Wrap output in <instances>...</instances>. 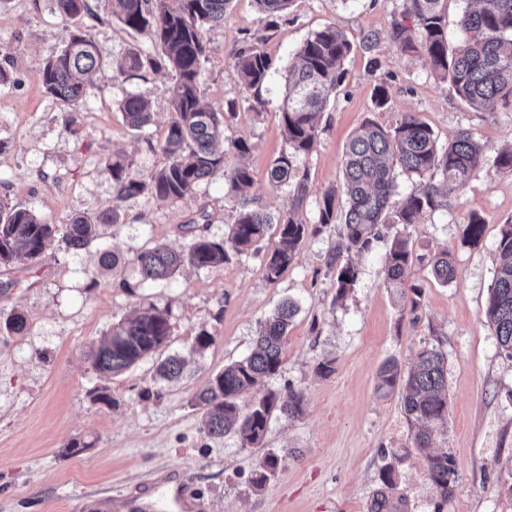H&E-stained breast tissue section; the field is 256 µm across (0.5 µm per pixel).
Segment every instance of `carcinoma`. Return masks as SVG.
<instances>
[{"mask_svg":"<svg viewBox=\"0 0 512 512\" xmlns=\"http://www.w3.org/2000/svg\"><path fill=\"white\" fill-rule=\"evenodd\" d=\"M57 11L70 18L89 9L88 0H54ZM231 0H112V14L127 28L144 35L158 52L131 49L112 63V79L139 78L149 70H168L171 111L166 134L159 144L167 163L151 174L134 168L133 159L115 153L107 160L112 173L117 204L93 216L79 215L65 225L66 247L78 250L101 237L102 228L119 222L118 202L140 196L176 203L190 195L206 178L222 172L230 190L240 195L227 237L193 235L185 248L175 251L155 245L142 251L138 266L142 281L174 276L188 265L207 269L229 260L230 253L248 254L260 249L271 225L277 226L278 245L263 261L265 278L274 283L297 258L310 225L298 218L311 195L308 171L298 160L315 147L319 118L330 96L345 80L344 63L351 43L333 28L315 32L299 47L288 66L285 79L281 127L285 149L267 170L275 187H288L291 208L276 216L254 206L246 197L253 178L248 167L233 162L224 151V124L236 113V103L218 114L201 105L199 74L207 61L208 28L224 23ZM292 0H256L259 11L273 17L288 9ZM477 8L462 10L458 26L462 41L448 51L443 19L447 0H404L401 19L394 21L392 40L405 53L425 59L433 73L449 83L455 95L483 112L512 111V0H476ZM104 56L87 29L66 32L62 49L40 68L45 92L69 107L64 128L76 133L80 109L88 90L89 75L102 70ZM272 61L254 43H246L234 54L233 76L244 88L259 96L267 82ZM119 108L135 129L152 123L148 102L137 93L127 94ZM483 153V145L472 133L462 131L446 145L439 144L432 128L418 117L406 114L392 126L373 121L347 142L342 159V182L328 187L317 197L315 230L328 224L344 227L346 251L364 255L380 238L378 226L417 224L427 211L448 207V185L460 189L467 184ZM405 173L428 178L417 192L390 203L397 175ZM485 224L476 216L467 218L464 239L482 240ZM56 228L46 224L25 207L0 202V265L33 261L55 241ZM498 266L485 317L492 325L499 347L512 358V222L501 225L497 243ZM411 253L407 241L395 239L385 254L386 280L402 295L410 296L411 310L418 307L421 289L406 284ZM337 297H344L356 282V267L338 250ZM436 280L446 284L455 275L451 254L441 251L431 260ZM296 313L288 301L264 321L250 354L224 367L196 397L203 411V430L209 436L235 434L243 445H257L267 432L271 413L279 409L294 417L302 410L303 395L288 393V399L268 391L245 407L238 397L259 381L275 375L282 362L288 327ZM168 318L154 308L112 327L93 350L95 368L118 375L156 352L168 339ZM185 358L169 357L157 373L163 380L178 378ZM379 388L398 392L403 411L415 429L416 448L426 461L429 480L444 499L453 493L456 464L447 453H432V431L448 415V379L443 355L434 348L417 353L416 366L406 375L393 362L384 364ZM277 458L265 456L258 463L256 484L261 486L277 467ZM382 488L371 503V512H401L402 501L393 499L394 467L380 470Z\"/></svg>","mask_w":512,"mask_h":512,"instance_id":"1","label":"carcinoma"}]
</instances>
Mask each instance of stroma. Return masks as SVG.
Segmentation results:
<instances>
[{
	"mask_svg": "<svg viewBox=\"0 0 512 512\" xmlns=\"http://www.w3.org/2000/svg\"><path fill=\"white\" fill-rule=\"evenodd\" d=\"M88 3L91 11L81 22L105 60L150 49L144 35L113 17L109 0ZM403 10V0H293L270 22L255 0H232L223 24L206 33L202 101L218 113L236 101L237 116L224 138L250 145L251 196L266 212L291 204L287 188L271 187L267 178L284 147L280 106L288 65L306 38L327 26L345 35L352 52L315 148L301 162L315 194L340 184L345 145L368 121L390 126L411 113L440 143L467 129L483 144L474 175L464 188L449 191L447 207L424 213L417 224L382 227L372 251L353 257L357 279L340 300L330 265L342 241L338 224L308 235L274 283L266 280L262 262L278 240L273 230L260 253L143 281L137 263L143 249L158 243L181 248L182 224L202 210L209 221L199 225V234L226 236L237 198L218 173L176 203L144 196L116 201L106 164L113 152H127L146 174L166 163L158 142L169 119L170 73L150 71L126 82L113 81L108 68L97 73L79 133H67V107L44 92L40 67L60 51L72 19L53 0H0V65L11 74L0 86V201L59 228L78 215L112 207L120 213L119 223L86 248H66L58 238L34 261L0 266V512H129L134 496L150 512H163L156 496L142 492L162 473L197 488L202 512H370L383 457L392 453L393 493L405 512H512V359L485 318L499 229L512 221V171L494 165L497 153L512 147V112L471 109L424 61L404 55L389 37ZM370 32L377 41L367 49L363 38ZM255 38L273 61L257 95L232 76L235 51ZM380 85L389 90L381 109L373 96ZM130 93L150 103L154 122L145 131L132 129L119 109ZM473 213L486 225L476 246L462 236ZM397 236L411 250L406 279L421 288L415 311L383 272ZM443 250L455 267L446 284L433 278L430 266ZM106 251L115 255V265H100ZM288 299L298 311L280 370L259 390L302 394L301 414L273 412L257 447L243 446L232 434L207 436L196 394L225 365L251 352L265 319ZM150 306L169 319L166 344L122 374L97 372L93 346L113 325ZM14 312L26 319L23 332L4 325ZM203 334L211 342L199 351L196 340ZM425 347L443 354L448 372V417L433 433L434 450L456 462L454 493L445 500L428 479L398 394L378 390L386 361L410 369ZM171 355L190 361L179 379L164 381L156 364ZM325 361L333 370L322 375L317 366ZM75 440L85 449L68 454ZM269 452L279 466L256 485L257 462Z\"/></svg>",
	"mask_w": 512,
	"mask_h": 512,
	"instance_id": "35a3bbf8",
	"label": "stroma"
}]
</instances>
